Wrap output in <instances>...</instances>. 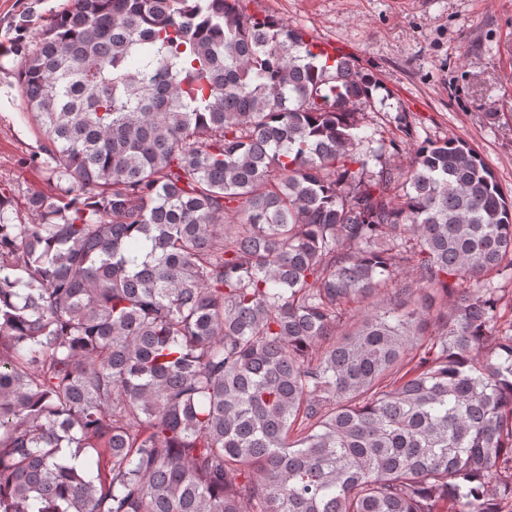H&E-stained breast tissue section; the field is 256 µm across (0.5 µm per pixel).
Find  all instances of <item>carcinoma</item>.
Wrapping results in <instances>:
<instances>
[{"mask_svg": "<svg viewBox=\"0 0 512 512\" xmlns=\"http://www.w3.org/2000/svg\"><path fill=\"white\" fill-rule=\"evenodd\" d=\"M241 2L70 0L26 54L0 512H512V196L458 138L398 184L373 76Z\"/></svg>", "mask_w": 512, "mask_h": 512, "instance_id": "cac0c4a2", "label": "carcinoma"}]
</instances>
